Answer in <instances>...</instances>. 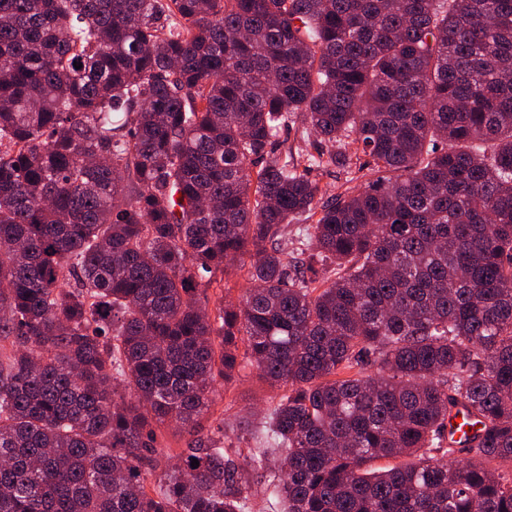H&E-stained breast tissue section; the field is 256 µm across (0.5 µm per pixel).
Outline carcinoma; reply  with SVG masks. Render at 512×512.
I'll return each mask as SVG.
<instances>
[{"label":"carcinoma","mask_w":512,"mask_h":512,"mask_svg":"<svg viewBox=\"0 0 512 512\" xmlns=\"http://www.w3.org/2000/svg\"><path fill=\"white\" fill-rule=\"evenodd\" d=\"M0 342V512H512V0H0ZM314 175H318L314 173ZM317 178L320 180L321 185L326 189L330 195L341 194L348 189L359 188L369 179L373 178L371 171H368L366 167L363 170L358 171L353 168L351 174H345L342 171H335L331 173L319 174ZM219 383L224 388V402H219L214 413L200 420L204 432L217 433L221 425L219 415L224 406V447L231 452L235 448H249L253 445L251 432L261 426L270 408L277 403L281 390L271 387L251 367L236 372L225 384L220 379ZM157 433L163 447V465L165 466L175 463L183 449L187 448V443L193 438L187 430L180 429L175 425L161 426Z\"/></svg>","instance_id":"1"}]
</instances>
